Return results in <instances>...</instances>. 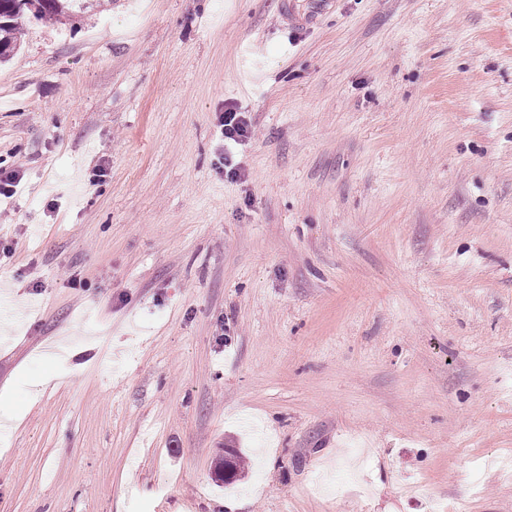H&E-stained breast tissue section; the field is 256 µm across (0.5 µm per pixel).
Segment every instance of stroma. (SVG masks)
<instances>
[{
  "label": "stroma",
  "mask_w": 512,
  "mask_h": 512,
  "mask_svg": "<svg viewBox=\"0 0 512 512\" xmlns=\"http://www.w3.org/2000/svg\"><path fill=\"white\" fill-rule=\"evenodd\" d=\"M18 163L0 512H512V0L27 24ZM219 123L225 140L239 142L251 138V124L234 102L225 103ZM226 454L228 457L225 455L224 471L220 477V481L224 484H231L238 480L240 472L244 469L245 458L239 448H232V451H226ZM226 468H228L227 474L225 472Z\"/></svg>",
  "instance_id": "1"
}]
</instances>
